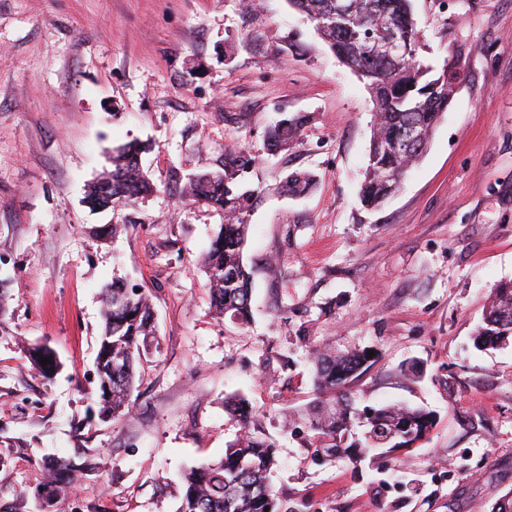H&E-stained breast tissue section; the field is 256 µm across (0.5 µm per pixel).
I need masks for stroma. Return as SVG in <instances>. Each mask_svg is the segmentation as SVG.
<instances>
[{
    "mask_svg": "<svg viewBox=\"0 0 512 512\" xmlns=\"http://www.w3.org/2000/svg\"><path fill=\"white\" fill-rule=\"evenodd\" d=\"M418 54L461 78L427 149L376 210L359 197L374 104L289 0H0V505L17 508L47 463L92 459L56 512H177L181 475L220 459L240 427L226 397L261 413L285 512H492L512 491V341L473 337L512 282V0H413ZM305 122L277 152L267 132ZM139 143L158 187L97 211L89 184ZM258 191L244 260L253 318L218 319L201 259L222 211L182 198L228 148ZM295 172L318 179L283 195ZM280 271L265 273L267 264ZM146 293L160 349L130 414L97 415L102 290ZM57 368L38 374L35 346ZM376 363L357 408L434 414L410 451L324 461L297 418L317 404L314 348Z\"/></svg>",
    "mask_w": 512,
    "mask_h": 512,
    "instance_id": "1",
    "label": "stroma"
}]
</instances>
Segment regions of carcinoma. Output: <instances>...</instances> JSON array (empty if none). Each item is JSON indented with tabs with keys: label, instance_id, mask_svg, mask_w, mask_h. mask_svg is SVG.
<instances>
[{
	"label": "carcinoma",
	"instance_id": "obj_1",
	"mask_svg": "<svg viewBox=\"0 0 512 512\" xmlns=\"http://www.w3.org/2000/svg\"><path fill=\"white\" fill-rule=\"evenodd\" d=\"M315 23L330 49L364 82L375 102V120L368 153L366 176L360 188L365 206L378 208L400 188L409 169L422 157L431 134L447 111L456 78L455 65L447 64L438 76L418 58L412 0H289ZM397 33L407 47L400 58L383 55L381 46ZM303 125L300 117L283 118L268 135L272 149L296 139ZM416 140L405 144L409 131ZM136 145L120 147L112 157V170L93 182L86 201L100 207L116 202L129 205L152 190L140 169ZM251 163L242 152H230L224 175L202 174L187 178L183 195L203 200L224 211L209 250L202 257L207 288L218 317L239 325L249 323L253 272L244 262L248 241L247 215L255 190L238 192L228 184ZM315 185L314 176L295 173L281 185L287 196H301ZM104 329L97 358L100 416L124 418L130 413V397L137 366L148 357L156 338L154 310L148 296L117 282L104 289ZM512 338V283L495 289L475 344L492 347ZM368 351L338 352L329 347L311 353L312 378L317 392L332 398L308 410L305 423L327 458L336 456L344 436L354 427L365 428L366 448L400 452L424 438L433 424L431 412L404 405H385L360 412L354 406L351 384L372 365ZM121 368L109 371L110 362ZM232 419L241 433L227 445L224 456L190 467L183 475L178 512H280L279 498L267 475L276 463V445L263 433L259 415L242 395L226 398ZM88 466L60 460L44 467L37 486L49 501L65 494Z\"/></svg>",
	"mask_w": 512,
	"mask_h": 512
}]
</instances>
